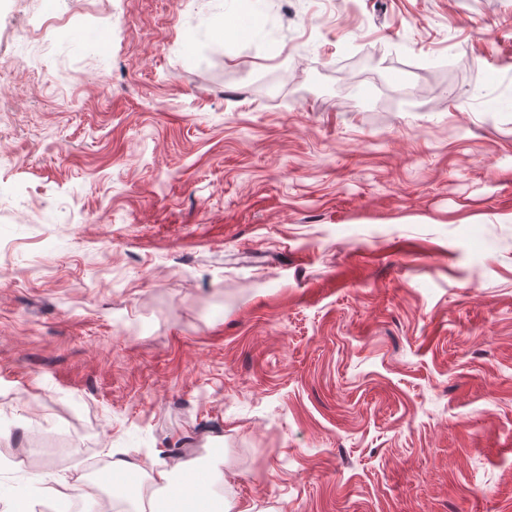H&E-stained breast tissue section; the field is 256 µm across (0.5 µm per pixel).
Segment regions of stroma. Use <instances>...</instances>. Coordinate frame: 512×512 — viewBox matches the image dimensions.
<instances>
[{
    "label": "stroma",
    "mask_w": 512,
    "mask_h": 512,
    "mask_svg": "<svg viewBox=\"0 0 512 512\" xmlns=\"http://www.w3.org/2000/svg\"><path fill=\"white\" fill-rule=\"evenodd\" d=\"M44 2L0 0V512L119 453L512 512V0Z\"/></svg>",
    "instance_id": "stroma-1"
}]
</instances>
